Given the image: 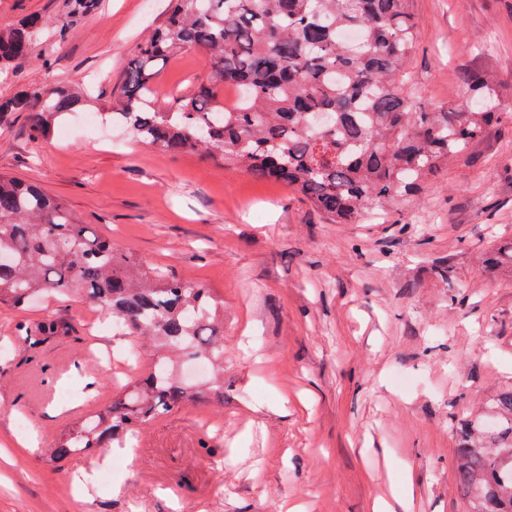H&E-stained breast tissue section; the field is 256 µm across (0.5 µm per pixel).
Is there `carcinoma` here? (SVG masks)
Listing matches in <instances>:
<instances>
[{"mask_svg": "<svg viewBox=\"0 0 512 512\" xmlns=\"http://www.w3.org/2000/svg\"><path fill=\"white\" fill-rule=\"evenodd\" d=\"M98 5L67 0L55 42ZM40 31L36 15L0 27V70L25 58ZM415 43L409 0H170L165 22L125 68L112 119L139 144L217 158L293 188L332 224H357L374 207L416 196L503 116L497 82L471 70L463 110L417 111L401 89ZM190 49L208 55L209 74L161 110L160 65ZM227 85L238 90L232 102L221 99ZM85 102L80 91L38 88L0 100V115L26 113L37 144ZM491 263L512 269V241ZM42 290L98 305L112 336L150 349L123 392L59 438L55 459L93 456L186 402L224 396V302L211 288L144 269L41 186L0 175V303L22 305ZM56 331L52 319L16 326L34 349ZM198 360L208 378L185 381L182 367ZM490 410L489 449L459 448L458 485L474 512H512V387Z\"/></svg>", "mask_w": 512, "mask_h": 512, "instance_id": "carcinoma-1", "label": "carcinoma"}]
</instances>
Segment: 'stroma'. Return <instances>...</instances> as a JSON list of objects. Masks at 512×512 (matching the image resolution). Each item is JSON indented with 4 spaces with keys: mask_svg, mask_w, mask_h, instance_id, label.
Segmentation results:
<instances>
[{
    "mask_svg": "<svg viewBox=\"0 0 512 512\" xmlns=\"http://www.w3.org/2000/svg\"><path fill=\"white\" fill-rule=\"evenodd\" d=\"M64 0H0V26ZM165 0H101L63 44L35 42L0 74V98L85 90L100 124L86 136L29 138L25 114L0 118V173L40 184L117 249L224 301V399L181 406L134 448L56 462L72 415L108 404L130 343L80 298L0 304V512H374L408 494L409 512H469L455 448L464 421L512 384V273L484 270L512 240V119L450 162L386 218L330 224L301 194L196 154L136 144L112 99ZM417 31L403 90L427 112L468 102L464 71L492 69L512 97V0H411ZM209 71L190 50L169 60L160 106ZM60 322L32 363L16 322ZM97 385L86 390L85 370ZM79 398L61 403L67 386ZM36 432V448L23 439Z\"/></svg>",
    "mask_w": 512,
    "mask_h": 512,
    "instance_id": "35a3bbf8",
    "label": "stroma"
}]
</instances>
